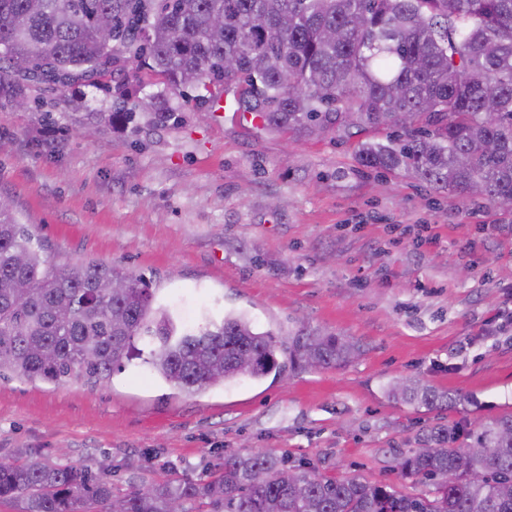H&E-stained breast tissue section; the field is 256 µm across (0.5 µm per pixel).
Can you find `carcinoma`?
Masks as SVG:
<instances>
[{
	"mask_svg": "<svg viewBox=\"0 0 512 512\" xmlns=\"http://www.w3.org/2000/svg\"><path fill=\"white\" fill-rule=\"evenodd\" d=\"M224 17V24L214 18ZM112 20L114 46L97 27ZM141 60L166 88L238 87V108L269 133L359 136L367 168L491 204L512 200V0H0V86H101L122 60ZM235 63L224 69V61ZM111 122L133 117L115 86ZM384 136L379 137L377 133ZM129 287L116 291L112 281ZM348 339L300 330L283 341L244 313L183 324L119 264L51 262L28 225L0 205V376L107 383L133 359L186 393L287 367L341 368ZM387 397L459 411L466 397L408 378ZM0 461V502L20 512H512V409L468 429L426 430L402 456L397 484L328 476L311 462L229 452L208 479L132 487L33 448ZM270 475L265 483L254 475ZM480 471L483 482L470 473Z\"/></svg>",
	"mask_w": 512,
	"mask_h": 512,
	"instance_id": "1",
	"label": "carcinoma"
}]
</instances>
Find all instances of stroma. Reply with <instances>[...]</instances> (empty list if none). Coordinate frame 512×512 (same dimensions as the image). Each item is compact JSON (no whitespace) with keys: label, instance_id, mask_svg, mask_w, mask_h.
<instances>
[{"label":"stroma","instance_id":"35a3bbf8","mask_svg":"<svg viewBox=\"0 0 512 512\" xmlns=\"http://www.w3.org/2000/svg\"><path fill=\"white\" fill-rule=\"evenodd\" d=\"M130 103L163 93L174 119L93 120L103 90L0 94V196L50 260L118 263L184 321L246 313L263 330L356 341L339 369L301 367L192 395L135 359L106 385L0 379V460L34 448L98 469L114 492L206 478L228 451L309 460L394 483L422 429L512 406V212L366 170L355 140L260 132L233 95L163 90L125 63ZM419 377L473 396L479 415L388 399Z\"/></svg>","mask_w":512,"mask_h":512}]
</instances>
